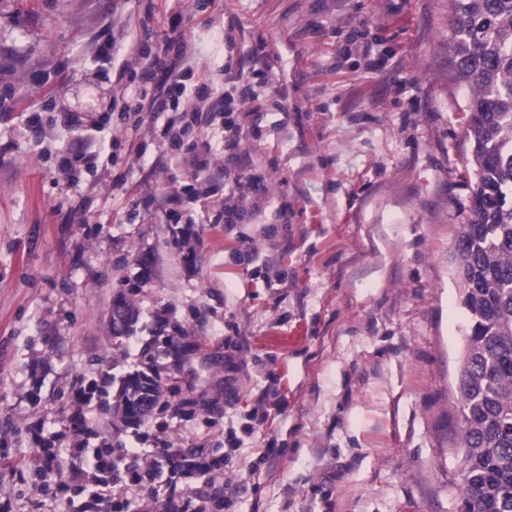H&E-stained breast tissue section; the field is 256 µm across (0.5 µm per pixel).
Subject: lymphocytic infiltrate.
<instances>
[{
  "instance_id": "lymphocytic-infiltrate-1",
  "label": "lymphocytic infiltrate",
  "mask_w": 512,
  "mask_h": 512,
  "mask_svg": "<svg viewBox=\"0 0 512 512\" xmlns=\"http://www.w3.org/2000/svg\"><path fill=\"white\" fill-rule=\"evenodd\" d=\"M175 44V38H168L160 55L151 54L142 43L128 46L114 41L103 46L101 57L109 63L115 74L114 84L119 88L112 97L113 105L125 113L149 112L157 118L179 111L186 94H193L200 104L219 97L226 132L224 158L236 160L242 152L244 128L255 125L266 110V99L256 83L258 51H250L238 60L235 72L225 80L223 93L218 94L205 76L196 75L193 67L186 65ZM140 59L145 65L139 77H132L130 63ZM200 114L199 108L193 109L189 121L178 125L169 120L160 129L161 138L173 151L188 153L191 159V172L177 197L181 203L210 192L205 180L213 153L200 128ZM70 454L77 463L67 467L60 449H37L27 470L33 479L32 488L40 497V506L50 508L51 512H143L149 506L163 508L164 512H213L224 497V489L217 483L222 466L218 460L200 470L192 467L188 454L183 452L158 454L143 448H123L114 456L102 448L88 447L82 440L77 441ZM51 471L65 473L67 483L74 489L94 483L101 491L82 507H74L72 501L52 492L45 480ZM180 475L201 478L202 483L193 492H183L176 481Z\"/></svg>"
}]
</instances>
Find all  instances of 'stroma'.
I'll use <instances>...</instances> for the list:
<instances>
[{"label": "stroma", "instance_id": "stroma-1", "mask_svg": "<svg viewBox=\"0 0 512 512\" xmlns=\"http://www.w3.org/2000/svg\"><path fill=\"white\" fill-rule=\"evenodd\" d=\"M176 14L216 88L261 51L267 114L229 173L266 192L235 224L213 221L223 170L171 202L189 167L161 140L111 123L97 170L53 158L110 109L98 46L162 44ZM450 22L449 0H0V454L72 447L81 409L92 448L223 454L222 512H459L451 249L476 176ZM33 111L54 138L24 134ZM120 295L139 319L118 346ZM148 350L181 413L80 405L84 378L116 402Z\"/></svg>", "mask_w": 512, "mask_h": 512}]
</instances>
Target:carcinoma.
Listing matches in <instances>:
<instances>
[{
	"mask_svg": "<svg viewBox=\"0 0 512 512\" xmlns=\"http://www.w3.org/2000/svg\"><path fill=\"white\" fill-rule=\"evenodd\" d=\"M451 79L467 89V136L476 182L466 223L455 227L454 278L469 326L455 397L454 452L461 512H512V0H450ZM126 328L134 304L119 298ZM126 377L115 414L139 425L164 396L161 366ZM153 393L139 409L140 392Z\"/></svg>",
	"mask_w": 512,
	"mask_h": 512,
	"instance_id": "cac0c4a2",
	"label": "carcinoma"
}]
</instances>
